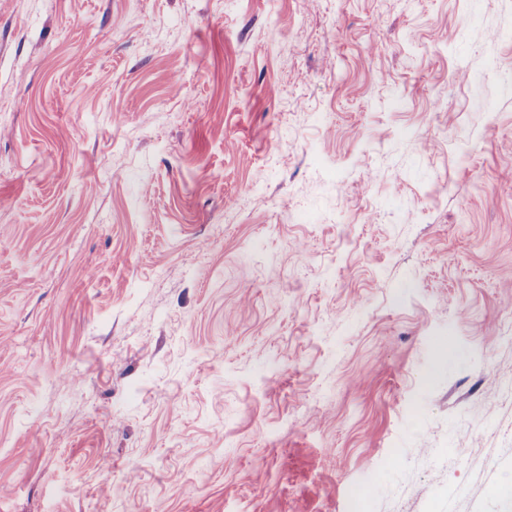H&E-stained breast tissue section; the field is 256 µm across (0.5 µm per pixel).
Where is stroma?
Instances as JSON below:
<instances>
[{
	"label": "stroma",
	"mask_w": 512,
	"mask_h": 512,
	"mask_svg": "<svg viewBox=\"0 0 512 512\" xmlns=\"http://www.w3.org/2000/svg\"><path fill=\"white\" fill-rule=\"evenodd\" d=\"M506 283L512 0H0V512H512Z\"/></svg>",
	"instance_id": "obj_1"
}]
</instances>
